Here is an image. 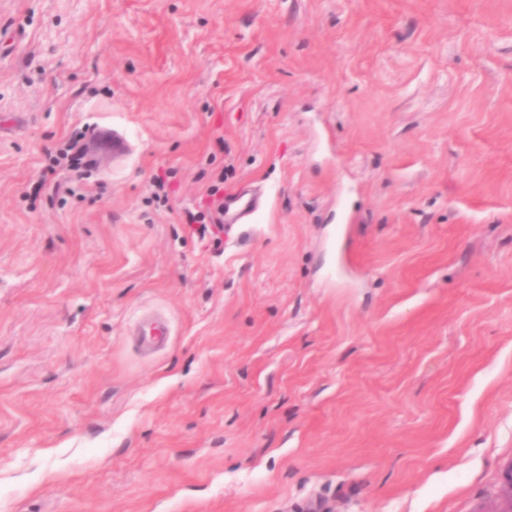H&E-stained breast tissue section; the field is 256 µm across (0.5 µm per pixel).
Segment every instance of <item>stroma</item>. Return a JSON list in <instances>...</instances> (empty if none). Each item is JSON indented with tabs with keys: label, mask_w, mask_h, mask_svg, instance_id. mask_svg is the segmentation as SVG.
<instances>
[{
	"label": "stroma",
	"mask_w": 512,
	"mask_h": 512,
	"mask_svg": "<svg viewBox=\"0 0 512 512\" xmlns=\"http://www.w3.org/2000/svg\"><path fill=\"white\" fill-rule=\"evenodd\" d=\"M511 467L512 0H0V512H512ZM86 156L85 148L78 147L75 140L58 149L55 154L50 153L48 164L43 170V182H47L48 174L54 175L57 168H69L72 171L79 172L80 175H84L81 169L92 165V160H84Z\"/></svg>",
	"instance_id": "35a3bbf8"
}]
</instances>
